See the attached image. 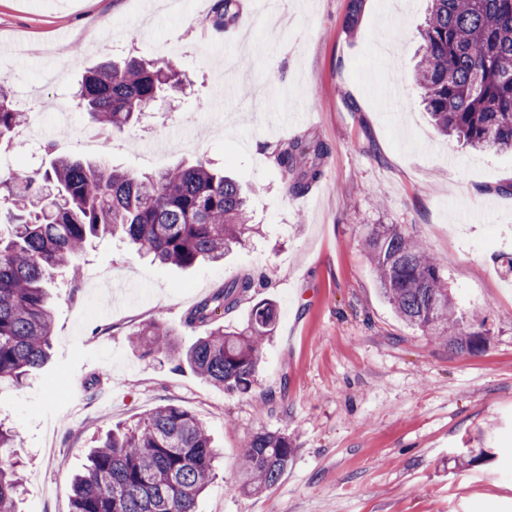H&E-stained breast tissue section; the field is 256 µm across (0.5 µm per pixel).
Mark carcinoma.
<instances>
[{
  "instance_id": "obj_1",
  "label": "carcinoma",
  "mask_w": 512,
  "mask_h": 512,
  "mask_svg": "<svg viewBox=\"0 0 512 512\" xmlns=\"http://www.w3.org/2000/svg\"><path fill=\"white\" fill-rule=\"evenodd\" d=\"M420 30L414 81L424 111L444 135L483 151L512 152V0H429ZM364 0H348L344 27L358 23ZM239 18L238 0H213L206 23L221 31ZM181 84L172 59L105 61L83 77L73 106L109 136L150 111ZM22 113L10 82L0 77V147L16 145ZM48 167L0 179V384H21L48 358L52 340L49 288L66 279L87 243L121 238L143 255L179 268L216 262L255 232L239 184L201 160L157 174H133L55 155ZM328 147L317 139L284 140L273 150L288 194H305L322 175ZM363 248L384 298L403 322L435 341L475 354L485 348L483 325L458 315L439 259L396 224H376ZM254 288L250 277L224 284L199 301L186 324L214 325L186 350L150 323L132 334L133 350L163 354L231 394L251 392L275 309L262 300L243 329L216 323ZM15 432L0 425V512H18L22 486L9 459ZM288 434L261 431L239 455L238 489L271 490L288 467ZM216 450L208 429L186 409L161 404L136 424L108 433L73 477L72 512H197L212 484Z\"/></svg>"
}]
</instances>
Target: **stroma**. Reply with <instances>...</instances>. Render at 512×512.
<instances>
[{
  "label": "stroma",
  "mask_w": 512,
  "mask_h": 512,
  "mask_svg": "<svg viewBox=\"0 0 512 512\" xmlns=\"http://www.w3.org/2000/svg\"><path fill=\"white\" fill-rule=\"evenodd\" d=\"M212 0H0V58L26 145L0 169H35L39 143L64 156L158 173L205 158L242 184L262 228L224 261L180 269L117 239L92 240L74 291H52L51 358L22 388L0 386V420L17 437L20 512H71L70 475L94 441L158 405L203 420L219 455L199 512H512V154L441 135L413 82L429 0H365L347 32V0H240L238 20L206 24ZM178 59L189 82L115 133L79 145L84 113L58 121L82 74L112 57ZM290 114L289 123L273 115ZM321 139V180L289 195L272 151ZM398 224L439 259L486 348L460 353L401 321L381 295L362 241ZM256 286L225 314L245 327L276 306L250 393L234 395L163 355L138 356L146 324L188 348L205 336L187 311L225 282ZM263 430L288 433L293 457L267 492L242 494L238 453ZM470 457L461 465L462 457Z\"/></svg>",
  "instance_id": "stroma-1"
}]
</instances>
